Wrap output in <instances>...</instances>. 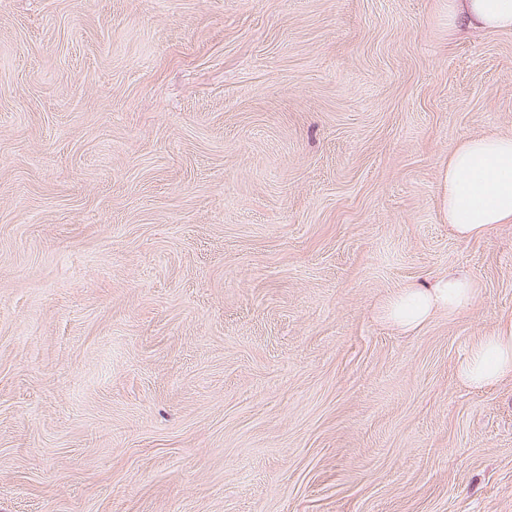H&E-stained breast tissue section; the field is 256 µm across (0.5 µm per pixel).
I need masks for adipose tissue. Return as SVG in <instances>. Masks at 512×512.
<instances>
[{
  "mask_svg": "<svg viewBox=\"0 0 512 512\" xmlns=\"http://www.w3.org/2000/svg\"><path fill=\"white\" fill-rule=\"evenodd\" d=\"M448 24L484 32L512 29V0H448ZM440 205L449 227L459 237H481L489 225L512 224V136L491 134L459 140L448 153L440 179ZM475 282L449 272L413 283L389 295L379 318L402 331L421 329L438 314L455 315L469 308ZM474 387L512 376V317L482 337L459 370Z\"/></svg>",
  "mask_w": 512,
  "mask_h": 512,
  "instance_id": "1",
  "label": "adipose tissue"
}]
</instances>
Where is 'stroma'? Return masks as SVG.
Here are the masks:
<instances>
[{"instance_id": "stroma-1", "label": "stroma", "mask_w": 512, "mask_h": 512, "mask_svg": "<svg viewBox=\"0 0 512 512\" xmlns=\"http://www.w3.org/2000/svg\"><path fill=\"white\" fill-rule=\"evenodd\" d=\"M512 31L448 0H0V512H512ZM446 271L471 306H376ZM440 205L448 226L464 239L490 224H512V136L459 140L440 179ZM475 288V282L466 274L449 272L399 288L382 302L377 314L404 332H415L436 314L449 317L469 308ZM461 380L474 387L489 386L512 376V316L483 336L459 370Z\"/></svg>"}]
</instances>
